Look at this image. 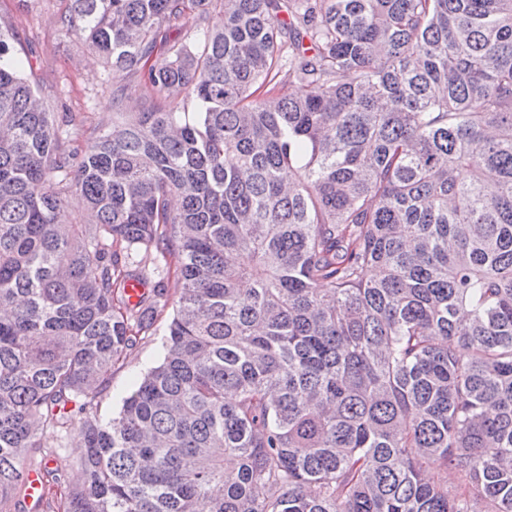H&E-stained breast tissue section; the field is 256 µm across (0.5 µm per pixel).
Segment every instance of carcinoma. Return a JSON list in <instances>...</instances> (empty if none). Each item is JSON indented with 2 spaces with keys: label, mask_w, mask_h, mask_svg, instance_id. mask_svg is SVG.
Returning a JSON list of instances; mask_svg holds the SVG:
<instances>
[{
  "label": "carcinoma",
  "mask_w": 512,
  "mask_h": 512,
  "mask_svg": "<svg viewBox=\"0 0 512 512\" xmlns=\"http://www.w3.org/2000/svg\"><path fill=\"white\" fill-rule=\"evenodd\" d=\"M61 23L165 104L74 147L0 24V504L33 469L56 512H512V0H70ZM152 254L173 288L134 303ZM165 322L159 324L155 336L146 337L128 356L125 365L114 371L107 391L102 397L100 415L111 418L119 412L124 398L130 393L136 379L157 366L163 359L165 351L162 342Z\"/></svg>",
  "instance_id": "obj_1"
}]
</instances>
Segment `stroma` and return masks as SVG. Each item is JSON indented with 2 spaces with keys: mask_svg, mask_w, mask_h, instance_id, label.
Masks as SVG:
<instances>
[{
  "mask_svg": "<svg viewBox=\"0 0 512 512\" xmlns=\"http://www.w3.org/2000/svg\"><path fill=\"white\" fill-rule=\"evenodd\" d=\"M68 6L69 0H0V21L13 27L16 54L28 61L27 73L44 106L72 113L78 143L85 146L111 128L113 112L145 111L155 96L136 75L111 73L84 42L65 35L61 18ZM116 89L122 92L118 102L112 98ZM162 342L159 334L146 337L113 372L100 405L103 418L116 415L134 381L162 361Z\"/></svg>",
  "mask_w": 512,
  "mask_h": 512,
  "instance_id": "stroma-1",
  "label": "stroma"
}]
</instances>
